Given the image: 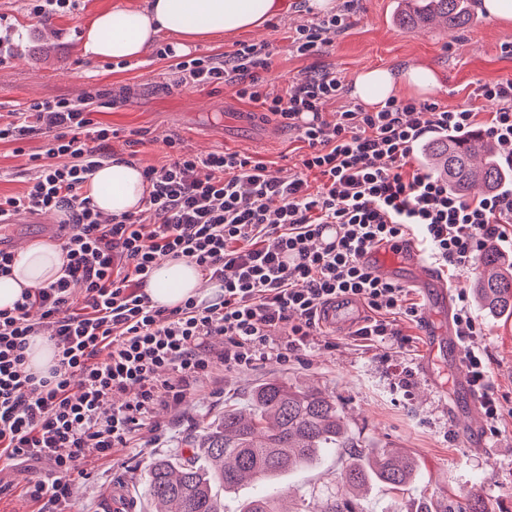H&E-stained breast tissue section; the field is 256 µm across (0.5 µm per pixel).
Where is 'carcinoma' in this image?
<instances>
[{
  "instance_id": "1",
  "label": "carcinoma",
  "mask_w": 512,
  "mask_h": 512,
  "mask_svg": "<svg viewBox=\"0 0 512 512\" xmlns=\"http://www.w3.org/2000/svg\"><path fill=\"white\" fill-rule=\"evenodd\" d=\"M475 0H399L404 27L414 29L436 18L448 30L464 27L472 17ZM431 168L452 192L469 197L475 188L497 191L505 169L487 138H435L426 147ZM471 288L478 305L492 316L512 317V264L488 247L481 271ZM362 447L347 423L336 396L273 379L253 392L248 413L224 409L215 426L203 427L192 439L193 455L183 462L159 456L146 474V492L153 512H224V494L245 486L263 487L282 473L309 467L330 452ZM340 477L351 489L378 482L402 491L419 478L415 459L397 448L378 447L366 454L350 452ZM239 512H282L278 497L256 494L245 498ZM321 512H359L357 501L344 492L327 495Z\"/></svg>"
}]
</instances>
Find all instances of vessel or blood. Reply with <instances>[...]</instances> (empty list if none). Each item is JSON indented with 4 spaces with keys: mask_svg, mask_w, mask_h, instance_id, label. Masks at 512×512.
Returning a JSON list of instances; mask_svg holds the SVG:
<instances>
[{
    "mask_svg": "<svg viewBox=\"0 0 512 512\" xmlns=\"http://www.w3.org/2000/svg\"><path fill=\"white\" fill-rule=\"evenodd\" d=\"M363 263L371 269L374 275L385 279H399L415 283L428 292L429 306L452 312L451 294L448 285L438 279L436 274L424 261L416 243L410 239L393 240L382 243L378 248L366 253ZM321 323L327 329L339 334H347L363 324L366 313L362 304L351 298H339L322 308ZM429 357L421 363L424 375L433 373L432 357L447 359L451 366H458L463 351L456 334L437 332L428 337ZM432 390H439L438 381L432 380ZM475 402L471 395V385L466 375H458L456 392L448 401V409L460 412L461 409H473ZM137 503L132 500L122 484H115L112 496L104 503L105 512H136Z\"/></svg>",
    "mask_w": 512,
    "mask_h": 512,
    "instance_id": "1",
    "label": "vessel or blood"
}]
</instances>
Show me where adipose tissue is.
Returning a JSON list of instances; mask_svg holds the SVG:
<instances>
[{
	"instance_id": "ef3b65f1",
	"label": "adipose tissue",
	"mask_w": 512,
	"mask_h": 512,
	"mask_svg": "<svg viewBox=\"0 0 512 512\" xmlns=\"http://www.w3.org/2000/svg\"><path fill=\"white\" fill-rule=\"evenodd\" d=\"M277 9V0H147L145 8H114L100 12L84 37V51L96 60H132L145 53L159 34L173 36L176 54L221 33H237L263 26ZM439 86L426 66L401 70L374 68L358 73L352 96L371 106L411 91L417 96ZM89 194L97 208L119 214L138 207L148 194L137 166L124 162L103 164L93 174ZM66 258L60 246L37 240L15 255L12 274L0 277V309L12 308L24 289L56 280ZM216 286L204 283L202 270L186 259L166 258L154 270L146 292L154 304L174 307L188 297H209Z\"/></svg>"
}]
</instances>
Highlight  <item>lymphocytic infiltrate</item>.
Here are the masks:
<instances>
[{"label":"lymphocytic infiltrate","mask_w":512,"mask_h":512,"mask_svg":"<svg viewBox=\"0 0 512 512\" xmlns=\"http://www.w3.org/2000/svg\"><path fill=\"white\" fill-rule=\"evenodd\" d=\"M348 19L343 9L298 27L292 49L319 52L325 33L345 30ZM155 54L171 60L175 88L235 85L239 98L278 117L308 150L282 176L239 152L192 155L172 137L165 163L142 170L150 190L140 206L106 216L86 186L111 160L118 132L92 119L95 94L36 102L0 123L1 143L46 138L29 157L26 190L0 196V224L20 213L60 212L67 257L56 281L0 310V460L50 465L51 479L30 478L22 491L37 512H64L86 454L109 460L137 447L136 433L154 410L178 409L215 367L251 368L268 354L300 358L321 309L338 296L356 298L369 312L354 340L408 345L399 323L418 319L411 289L361 261L379 243L416 235L438 266L466 271L512 225V187L466 200L413 164L428 135L459 138L479 127L512 169V77L478 84L477 95L494 106L482 123L463 106L392 98L376 110L347 107L330 124L324 105L347 91L335 71H313L278 92L264 79L273 56L266 45L197 56L164 45ZM328 225L336 236L318 246ZM167 257L202 268L219 284V297L152 304L144 288ZM76 285L84 290L79 304L71 298ZM33 336L56 349L43 377L27 365ZM466 358L488 430L497 434L501 406L490 365L472 348ZM172 372L179 383L169 381Z\"/></svg>","instance_id":"obj_1"}]
</instances>
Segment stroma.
<instances>
[{
  "instance_id": "1",
  "label": "stroma",
  "mask_w": 512,
  "mask_h": 512,
  "mask_svg": "<svg viewBox=\"0 0 512 512\" xmlns=\"http://www.w3.org/2000/svg\"><path fill=\"white\" fill-rule=\"evenodd\" d=\"M298 3L281 0L278 13L262 28L216 35L193 52L229 53L240 42L269 45L274 57L264 78L278 92L323 68L349 81L367 69L425 65L435 70L440 82L431 101L473 109L482 121L492 105L475 95L477 82L512 76V25H501L483 11L453 32L436 23L410 30L396 19L397 0H334L335 9H349V27L328 34L321 52L300 55L292 51L289 38L312 16ZM145 4L80 0L74 11L39 18L31 13L28 0H0V122L34 102L76 100L98 91L112 97L128 87L133 95L127 102L93 115L117 130V138L109 143L117 156H127L133 150L128 142L135 139L138 167L162 164L164 141L173 136L198 155L238 151L288 172L305 152V144L275 116L239 99L234 86L177 90L170 60L147 52L117 68L85 54L84 31L98 12ZM44 145L39 135L19 147L0 143V195L25 190L31 176L29 157L42 152ZM471 311L482 329L471 344L488 359L492 391L502 405L498 435H484L476 447L459 438L462 419L449 414L419 370L427 349L420 325H404L412 341L402 348L365 346L351 336L319 330L301 360L284 364L271 355L248 369L215 373L211 384L186 398L180 412L157 410L160 429L147 425L138 432L145 448L120 449L111 461L88 454L73 475L72 512H102L118 482L138 498L140 512H151L145 490L151 460L190 457L192 435L223 416L225 406L246 407L254 388L272 378L334 393L361 443L398 448L416 459L419 480L397 495L383 487L369 490L360 499L364 512H425L439 498L462 506L474 491L488 512H512V318L485 315L476 305ZM339 468L337 458L330 456L314 467L285 474L273 489L317 508L328 492L338 489Z\"/></svg>"
}]
</instances>
